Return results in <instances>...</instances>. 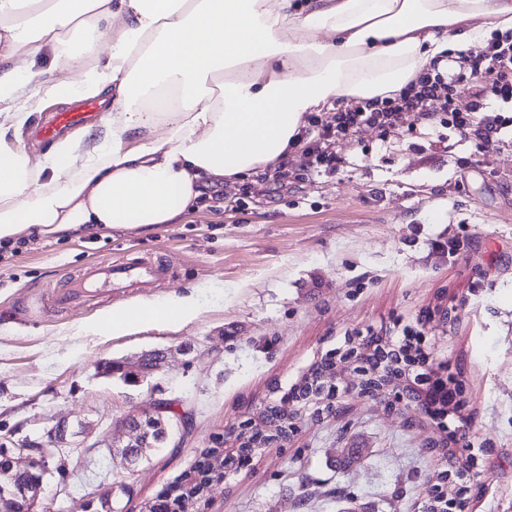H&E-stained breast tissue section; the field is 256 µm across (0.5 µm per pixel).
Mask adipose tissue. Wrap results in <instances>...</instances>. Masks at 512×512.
Segmentation results:
<instances>
[{
    "label": "adipose tissue",
    "instance_id": "ef3b65f1",
    "mask_svg": "<svg viewBox=\"0 0 512 512\" xmlns=\"http://www.w3.org/2000/svg\"><path fill=\"white\" fill-rule=\"evenodd\" d=\"M510 30L512 0H0V243L171 223L205 183L287 160L312 113L397 98ZM104 95L96 128L24 152L32 115ZM196 312L191 292L85 329Z\"/></svg>",
    "mask_w": 512,
    "mask_h": 512
}]
</instances>
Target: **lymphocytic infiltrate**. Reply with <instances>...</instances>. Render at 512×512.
I'll return each mask as SVG.
<instances>
[{"mask_svg": "<svg viewBox=\"0 0 512 512\" xmlns=\"http://www.w3.org/2000/svg\"><path fill=\"white\" fill-rule=\"evenodd\" d=\"M485 77L486 96L502 103H512V37L496 39L472 57L470 70L447 77L424 75L419 88L408 91L394 100H385L380 108L355 106L344 112L334 113L324 122L316 140L304 143L301 148L303 172H327L338 164L336 139L338 136L356 131L364 125L386 126L393 124L402 115L431 120L439 113H448L447 125L460 136H468L474 125V115L459 112L452 107V95L465 83Z\"/></svg>", "mask_w": 512, "mask_h": 512, "instance_id": "1", "label": "lymphocytic infiltrate"}]
</instances>
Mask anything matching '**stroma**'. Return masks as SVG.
Instances as JSON below:
<instances>
[{"label":"stroma","mask_w":512,"mask_h":512,"mask_svg":"<svg viewBox=\"0 0 512 512\" xmlns=\"http://www.w3.org/2000/svg\"><path fill=\"white\" fill-rule=\"evenodd\" d=\"M336 155L335 171L280 192L259 176L206 185L193 210L150 230L30 236L0 251V444L48 455L39 512H80L120 481L124 512H141L274 387L289 389L349 339L404 325L457 384L450 424L368 398L339 416L299 417L287 447L211 489L207 512H337L338 485L368 512H412L426 476L447 467L424 448L452 432L465 434L483 485L468 512H512V130L479 151L438 121L406 117L338 139ZM131 246L167 278L59 305L69 277ZM190 289L191 320L115 336L81 329L103 309ZM153 349L167 359L142 384L102 372ZM152 400L173 402L190 425L131 471L111 445L126 437L124 416ZM62 420L88 434L59 454L50 435Z\"/></svg>","instance_id":"35a3bbf8"}]
</instances>
